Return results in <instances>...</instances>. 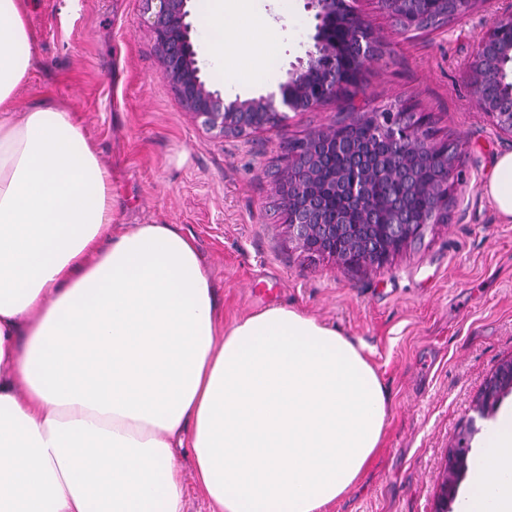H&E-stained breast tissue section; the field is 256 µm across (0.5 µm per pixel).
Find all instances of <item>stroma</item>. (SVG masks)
Segmentation results:
<instances>
[{
  "mask_svg": "<svg viewBox=\"0 0 512 512\" xmlns=\"http://www.w3.org/2000/svg\"><path fill=\"white\" fill-rule=\"evenodd\" d=\"M256 2L280 25L275 74L244 84L201 66L231 99L277 91L314 44L307 0L286 11ZM353 7L384 50L360 76L356 106H414L435 140L459 144L466 174L447 217L381 267L346 269L297 248L275 192L289 144L350 120L345 101L214 136L163 79L142 0H27L34 62L18 105L51 100L76 113L112 170L119 223L174 224L191 236L225 324L288 305L364 346L390 399L383 446L329 512H434L449 446L486 380L512 359V223L484 193L512 140L479 110L466 78L501 4L408 32L378 0Z\"/></svg>",
  "mask_w": 512,
  "mask_h": 512,
  "instance_id": "stroma-1",
  "label": "stroma"
}]
</instances>
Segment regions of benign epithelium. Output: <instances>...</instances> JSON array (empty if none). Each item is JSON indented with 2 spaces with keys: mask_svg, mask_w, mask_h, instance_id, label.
I'll use <instances>...</instances> for the list:
<instances>
[{
  "mask_svg": "<svg viewBox=\"0 0 512 512\" xmlns=\"http://www.w3.org/2000/svg\"><path fill=\"white\" fill-rule=\"evenodd\" d=\"M162 64V77L184 107L218 136L239 135L282 122L286 113L314 108L340 95L348 76L336 72L322 29L331 0H309L316 9L315 50L299 62L292 77L279 86V94L228 100L213 89L198 66L194 26L190 21L194 0H143ZM512 26V8L497 18L478 47L477 61L467 71L468 84L482 112L502 134L512 138V106L494 103L482 94L495 79L488 61L512 48L503 42L504 26ZM376 128V138H347L349 129L334 126L317 130L301 141V154L291 157L277 183L288 235L304 251L328 255L344 266L383 265L411 242L421 238L431 223L445 213L418 215L408 207L415 195L427 194L446 202L462 184L463 173L453 145L441 153L442 164L430 179L418 172L429 168L437 153L424 123H410L406 113L389 106L363 112L352 122L358 129ZM512 392V360L501 363L483 387L470 418L449 448L445 474L435 512H453L458 483L466 470L469 442L478 431L476 418L495 409Z\"/></svg>",
  "mask_w": 512,
  "mask_h": 512,
  "instance_id": "obj_1",
  "label": "benign epithelium"
}]
</instances>
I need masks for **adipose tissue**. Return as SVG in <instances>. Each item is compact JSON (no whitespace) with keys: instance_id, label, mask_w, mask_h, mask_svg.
<instances>
[{"instance_id":"adipose-tissue-1","label":"adipose tissue","mask_w":512,"mask_h":512,"mask_svg":"<svg viewBox=\"0 0 512 512\" xmlns=\"http://www.w3.org/2000/svg\"><path fill=\"white\" fill-rule=\"evenodd\" d=\"M205 56L256 75L277 30L203 0ZM25 0H0V512H185L183 457L214 512H327L382 445L389 395L364 352L305 311L225 325L192 238L120 224L74 112L22 109ZM486 193L512 222V152ZM462 512H512V406Z\"/></svg>"}]
</instances>
